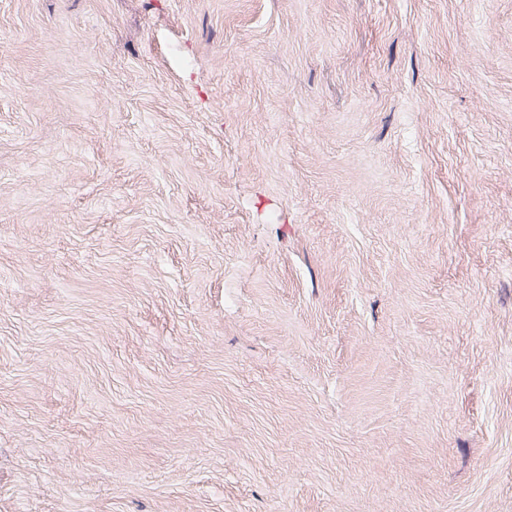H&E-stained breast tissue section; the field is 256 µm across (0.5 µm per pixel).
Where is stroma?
Instances as JSON below:
<instances>
[{"label": "stroma", "instance_id": "obj_1", "mask_svg": "<svg viewBox=\"0 0 512 512\" xmlns=\"http://www.w3.org/2000/svg\"><path fill=\"white\" fill-rule=\"evenodd\" d=\"M0 512H512V0H0Z\"/></svg>", "mask_w": 512, "mask_h": 512}]
</instances>
